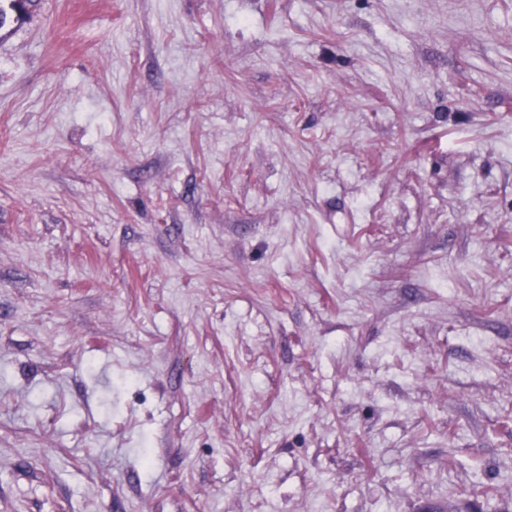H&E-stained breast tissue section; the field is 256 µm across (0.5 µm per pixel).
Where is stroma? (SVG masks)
Instances as JSON below:
<instances>
[{
	"mask_svg": "<svg viewBox=\"0 0 512 512\" xmlns=\"http://www.w3.org/2000/svg\"><path fill=\"white\" fill-rule=\"evenodd\" d=\"M491 502L512 0H42L0 29V512Z\"/></svg>",
	"mask_w": 512,
	"mask_h": 512,
	"instance_id": "1",
	"label": "stroma"
}]
</instances>
